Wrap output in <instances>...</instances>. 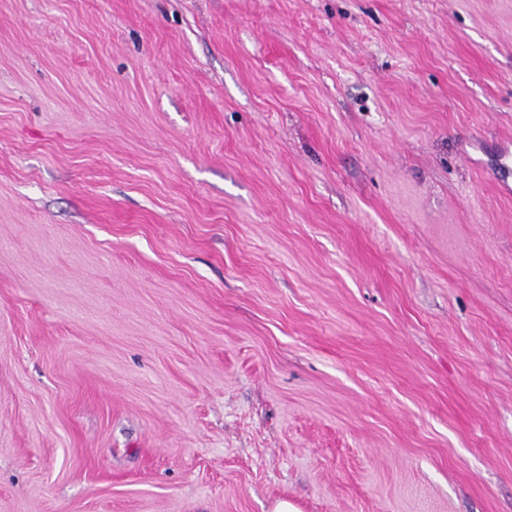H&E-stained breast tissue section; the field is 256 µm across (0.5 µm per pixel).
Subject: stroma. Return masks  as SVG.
Here are the masks:
<instances>
[{"instance_id": "35a3bbf8", "label": "stroma", "mask_w": 512, "mask_h": 512, "mask_svg": "<svg viewBox=\"0 0 512 512\" xmlns=\"http://www.w3.org/2000/svg\"><path fill=\"white\" fill-rule=\"evenodd\" d=\"M512 512V0H0V512Z\"/></svg>"}]
</instances>
